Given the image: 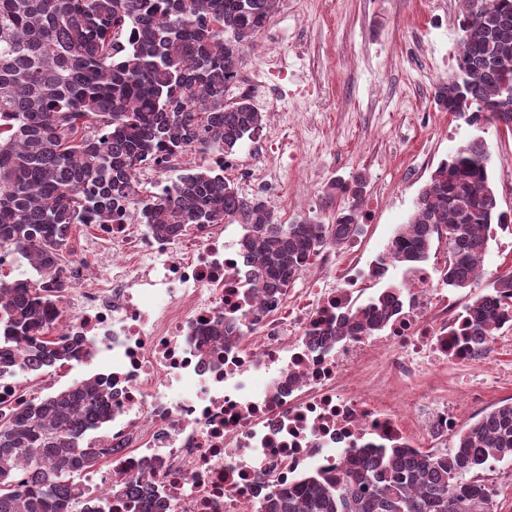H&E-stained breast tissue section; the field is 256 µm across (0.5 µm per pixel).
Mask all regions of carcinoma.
Here are the masks:
<instances>
[{"label":"carcinoma","instance_id":"carcinoma-1","mask_svg":"<svg viewBox=\"0 0 512 512\" xmlns=\"http://www.w3.org/2000/svg\"><path fill=\"white\" fill-rule=\"evenodd\" d=\"M279 0H0V249L20 260L0 277V377L42 374L86 358L87 346L55 331L71 231L96 215L121 217L137 200L134 168L217 146L232 154L258 131L263 113L247 93L228 101L244 52ZM463 18L456 71L436 86L437 106L471 126L512 113V0H459ZM485 141L474 137L441 162L389 247L412 270L434 241H448L443 285L468 288L462 335L474 349L512 297V271L486 285L484 260L504 212L490 185ZM346 203L331 224H283L260 195L241 192L206 163L170 180L139 223L157 234L185 224H238L242 254L256 261L250 286L283 294L326 246L363 233L366 179L334 185ZM403 292L391 286L346 312L336 335L373 336ZM109 378L92 375L42 398L0 408V512H113L85 506L81 480L114 448L88 433L105 425ZM354 466L307 473L268 496L257 512H494L496 493L478 480L512 459V402L453 434L451 448L409 458L403 448H358Z\"/></svg>","mask_w":512,"mask_h":512}]
</instances>
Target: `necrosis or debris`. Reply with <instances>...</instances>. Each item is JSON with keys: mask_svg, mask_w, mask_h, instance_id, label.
<instances>
[{"mask_svg": "<svg viewBox=\"0 0 512 512\" xmlns=\"http://www.w3.org/2000/svg\"><path fill=\"white\" fill-rule=\"evenodd\" d=\"M224 162L191 150L133 173L163 190L165 166ZM128 208L124 223L97 225L91 259L65 266L59 334L91 343L112 360L108 438L112 466L87 479V495H111L114 512H255L259 501L310 471L340 470L368 445L446 443L467 408L512 381L497 364L445 397L422 393L450 366L477 356L457 343L456 305L421 267L377 336H338V310L356 304L359 272L323 287L311 268L309 303L249 290L253 265L224 240L225 225L154 235ZM249 334L220 338L223 321ZM162 481L152 491L148 481ZM121 494H113L114 485Z\"/></svg>", "mask_w": 512, "mask_h": 512, "instance_id": "1", "label": "necrosis or debris"}]
</instances>
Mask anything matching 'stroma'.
<instances>
[{
	"mask_svg": "<svg viewBox=\"0 0 512 512\" xmlns=\"http://www.w3.org/2000/svg\"><path fill=\"white\" fill-rule=\"evenodd\" d=\"M459 25L429 13L427 0H281L244 69L267 77L274 112L231 156L224 175L241 191L258 188L250 170L271 156V202L282 223L310 216L331 223L344 199L337 181L364 174V233L335 248L337 266L366 264L414 209L421 187L449 153L482 136L502 211L512 213V131L476 128L440 109L434 63L458 51ZM111 363L72 365L53 375L17 376L35 396L61 390Z\"/></svg>",
	"mask_w": 512,
	"mask_h": 512,
	"instance_id": "stroma-1",
	"label": "stroma"
}]
</instances>
